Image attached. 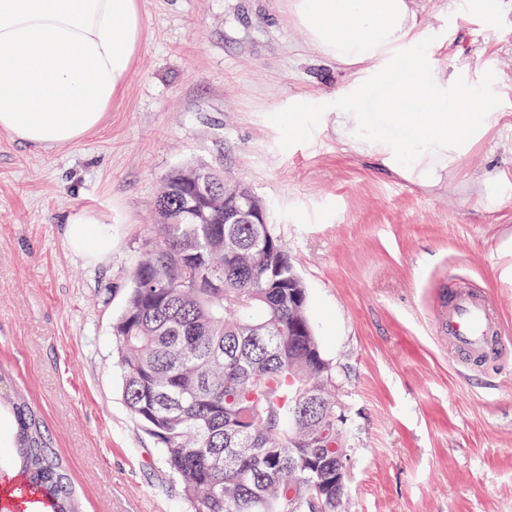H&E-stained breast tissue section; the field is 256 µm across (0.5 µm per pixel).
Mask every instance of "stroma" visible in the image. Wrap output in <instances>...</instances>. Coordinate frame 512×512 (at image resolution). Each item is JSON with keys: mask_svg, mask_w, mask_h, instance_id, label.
Here are the masks:
<instances>
[{"mask_svg": "<svg viewBox=\"0 0 512 512\" xmlns=\"http://www.w3.org/2000/svg\"><path fill=\"white\" fill-rule=\"evenodd\" d=\"M418 26L479 109L512 113V0L478 26L418 0ZM144 41L124 93L80 142L48 151L0 133V365L41 412L87 512H195L126 406L112 343L160 179L202 161L267 208L336 366L347 435L343 512H512V361L465 370L435 331L457 288L493 299L512 343V127L448 183L424 187L337 142L345 80L296 25L291 0H140ZM298 111L301 126L289 129ZM111 249H71L76 210Z\"/></svg>", "mask_w": 512, "mask_h": 512, "instance_id": "obj_1", "label": "stroma"}]
</instances>
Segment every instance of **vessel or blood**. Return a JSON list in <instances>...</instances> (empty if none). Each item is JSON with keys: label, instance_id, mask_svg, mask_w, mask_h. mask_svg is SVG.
<instances>
[{"label": "vessel or blood", "instance_id": "b4317fda", "mask_svg": "<svg viewBox=\"0 0 512 512\" xmlns=\"http://www.w3.org/2000/svg\"><path fill=\"white\" fill-rule=\"evenodd\" d=\"M436 328L473 362L493 352L500 334L499 318L490 297L469 291L454 293L442 306Z\"/></svg>", "mask_w": 512, "mask_h": 512}]
</instances>
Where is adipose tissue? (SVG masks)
I'll list each match as a JSON object with an SVG mask.
<instances>
[{
    "instance_id": "ef3b65f1",
    "label": "adipose tissue",
    "mask_w": 512,
    "mask_h": 512,
    "mask_svg": "<svg viewBox=\"0 0 512 512\" xmlns=\"http://www.w3.org/2000/svg\"><path fill=\"white\" fill-rule=\"evenodd\" d=\"M311 47L347 72L337 93L336 136L405 179L437 186L461 158L512 115L477 111L462 83L448 81L421 37L414 0H292ZM143 39L139 0H0V131L50 150L96 129L125 90ZM402 68L376 108L412 128L407 140L369 124L367 80ZM102 214L81 209L66 226L79 251L105 252Z\"/></svg>"
}]
</instances>
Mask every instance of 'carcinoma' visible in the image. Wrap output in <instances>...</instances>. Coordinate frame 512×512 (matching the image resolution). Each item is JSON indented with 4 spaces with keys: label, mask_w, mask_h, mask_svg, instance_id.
<instances>
[{
    "label": "carcinoma",
    "mask_w": 512,
    "mask_h": 512,
    "mask_svg": "<svg viewBox=\"0 0 512 512\" xmlns=\"http://www.w3.org/2000/svg\"><path fill=\"white\" fill-rule=\"evenodd\" d=\"M207 182L214 193L234 184L198 162L162 178L158 223L112 327L127 406L196 512H341L336 367L307 290L271 225L224 223ZM2 405L18 474L53 512H84L42 416L1 368Z\"/></svg>",
    "instance_id": "obj_1"
}]
</instances>
